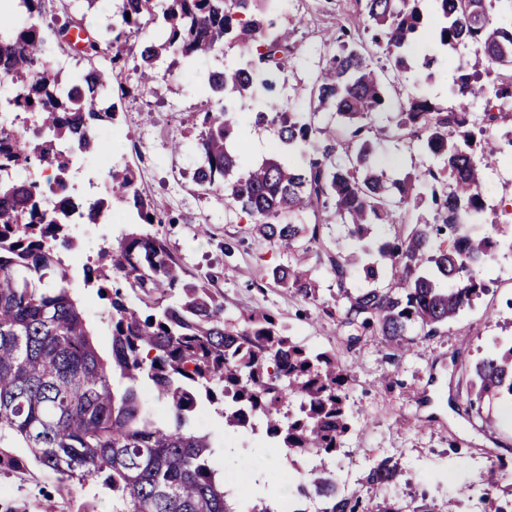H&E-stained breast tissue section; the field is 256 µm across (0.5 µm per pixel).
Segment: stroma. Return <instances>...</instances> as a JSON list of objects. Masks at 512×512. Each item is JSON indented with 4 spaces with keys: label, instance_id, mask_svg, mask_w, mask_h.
Masks as SVG:
<instances>
[{
    "label": "stroma",
    "instance_id": "1",
    "mask_svg": "<svg viewBox=\"0 0 512 512\" xmlns=\"http://www.w3.org/2000/svg\"><path fill=\"white\" fill-rule=\"evenodd\" d=\"M113 0H99L92 16L79 15L78 0H46L41 27L53 57L66 61L63 80L91 68L109 72L107 58L87 59L59 44L55 32L70 19L82 18L91 35L105 36L116 24ZM355 0H280L279 21L299 20L297 52L285 74L283 93L293 106H304L306 91L316 80L323 55L336 51L338 25L354 14ZM143 31L131 41L122 73L113 76L110 100L118 112L115 136L102 153L76 155L69 181L78 192L99 198L105 191L101 165L112 160L136 173L142 196L168 218L149 225L150 234L166 241L190 276L212 277L213 288L224 296L227 315L239 317L253 308L273 313L290 336L307 347L336 354L349 369V406L353 430L331 467L346 494L362 500L383 496L399 501L407 512L422 503L443 508L448 498L456 512H493L512 498V409L493 404L479 416L467 399L469 374L476 362L495 354L512 338V251L502 250L484 270L489 291L465 309L457 320L436 333L417 336L410 352L395 351L378 339L366 338L349 346L335 319L322 305L336 293V281L323 250L307 253L273 245L252 235L247 215L224 206L222 193L209 192L193 179L200 163L196 148L200 113L213 95L209 72L236 62L238 48L225 47L221 56L203 57L188 65L161 57L158 77L149 88L139 86L140 47L155 37ZM235 146L243 165L261 163L281 145L274 128L255 125V103L240 104ZM395 115L380 114L374 128L376 162L389 177L400 178L420 169L425 156L420 148H407L392 136ZM180 149H172V141ZM512 148L485 173L482 196L485 209L469 232L479 236L499 228L512 237ZM133 204L114 207L111 224H72L73 249L58 254L72 270V292L82 303L94 329L101 355H108L111 332L108 303L85 283L83 269L91 265L99 248L117 242L134 224ZM304 256L320 283L318 303H307L291 289L276 283L272 269ZM198 422L216 443L225 444V459L240 480L250 481L265 468L271 453L260 433H228L216 406L201 403ZM388 458L400 472L397 483L381 490L367 481L374 460ZM499 483L487 487L489 469ZM112 512V492L102 479L60 487L48 469L31 463L18 472L0 473V512Z\"/></svg>",
    "mask_w": 512,
    "mask_h": 512
}]
</instances>
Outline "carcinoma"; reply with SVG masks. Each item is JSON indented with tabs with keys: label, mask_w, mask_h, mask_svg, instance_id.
<instances>
[{
	"label": "carcinoma",
	"mask_w": 512,
	"mask_h": 512,
	"mask_svg": "<svg viewBox=\"0 0 512 512\" xmlns=\"http://www.w3.org/2000/svg\"><path fill=\"white\" fill-rule=\"evenodd\" d=\"M277 0H119L112 37L94 40L87 56L108 55L112 68L124 63L131 35L161 19L158 39L142 45L141 77L147 84L155 59H183L241 51L240 61L213 71L208 84L217 100L203 112L194 172L205 189L224 190V203L251 221V232L289 247L304 240L326 254L336 280L334 303L323 311L345 329L351 345L377 336L404 350L455 320L489 291L483 267L500 241L480 238L468 226L483 212L484 172L501 154L494 126L512 119V0H433L435 18L423 0H356L364 26L338 27V51L325 56L307 105L292 107L280 96L296 44L288 28H277ZM27 23L0 11V85L11 94V110L35 117L40 145L25 137L0 136V437L9 435L28 457L0 450V471H20L27 458L52 470L63 485L102 477L112 486L113 512H239L233 485L224 481L212 436L193 426L198 396L224 401V429L262 424L289 465L303 457L311 468L294 496L268 504L252 500L248 512H401L382 498L362 503L342 495L326 458L344 445L352 428L347 406L348 370L336 354L308 349L288 336L276 317L252 309L233 319L211 288V279L188 277L165 242L139 228L117 244L100 247L86 281L97 283L108 301L112 363L98 354L85 309L57 247L70 249L67 217L97 224L116 204L133 202L142 223H162L142 197L134 171L107 169V197L85 205L67 195L72 154L102 150L98 132L113 123L115 106H103L109 78L95 69L72 82L59 78L46 51L39 23L43 0H19ZM371 32V46L360 30ZM427 39L437 47L474 49L477 62L461 57L452 65L453 104L443 107L417 93H403L411 66L408 54ZM383 53L387 64L375 65ZM495 74L492 81L482 73ZM234 99L261 103L256 122L277 127L288 153L311 150L290 163L272 157L250 168L232 146L238 124ZM482 99L496 111L476 114ZM396 111L395 129L419 141L428 158L422 170L391 180L373 160L372 117ZM342 118L320 127L322 112ZM347 162L335 163L337 149ZM41 165L56 198L40 194L42 182L16 181L12 173ZM432 221L412 223L422 201ZM312 214L314 221L299 216ZM324 224H347L359 247L331 252L321 239ZM374 224H396L393 238H368ZM390 266L380 286L377 266ZM362 267L367 288L349 287ZM273 278L303 301L319 298L317 281L304 260L273 269ZM134 294L139 304L128 299ZM153 382L169 418L148 412L140 382ZM472 402L512 401V341L475 364ZM397 466L374 461L367 481L394 484Z\"/></svg>",
	"instance_id": "obj_1"
}]
</instances>
